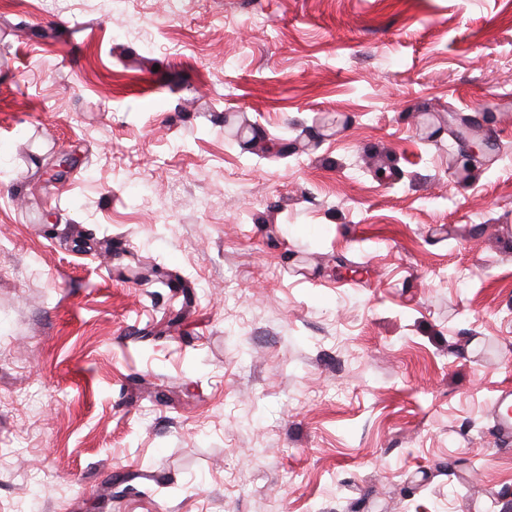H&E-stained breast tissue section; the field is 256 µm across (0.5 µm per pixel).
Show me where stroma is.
<instances>
[{"label": "stroma", "mask_w": 512, "mask_h": 512, "mask_svg": "<svg viewBox=\"0 0 512 512\" xmlns=\"http://www.w3.org/2000/svg\"><path fill=\"white\" fill-rule=\"evenodd\" d=\"M507 386L512 0H0V512H512ZM496 143L489 140H475L466 144L458 155V164L461 166L460 172L474 168L481 156L486 155L494 149ZM511 395V389H503L496 403L495 410L498 437L501 442L507 445L512 443V406L508 405Z\"/></svg>", "instance_id": "stroma-1"}]
</instances>
